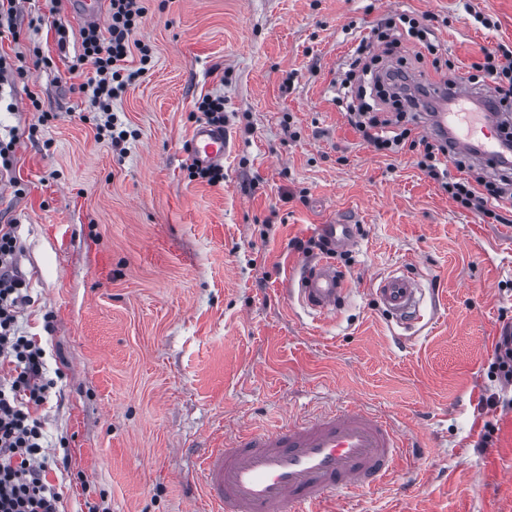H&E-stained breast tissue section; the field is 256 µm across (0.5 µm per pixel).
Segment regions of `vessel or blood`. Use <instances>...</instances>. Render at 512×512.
I'll return each instance as SVG.
<instances>
[{
    "label": "vessel or blood",
    "instance_id": "b4317fda",
    "mask_svg": "<svg viewBox=\"0 0 512 512\" xmlns=\"http://www.w3.org/2000/svg\"><path fill=\"white\" fill-rule=\"evenodd\" d=\"M77 24L99 23L107 0H66ZM450 104L427 113L419 131L444 136L450 152L484 167H503L498 146L501 124L495 108L470 114L471 87L449 88ZM192 164L220 166L229 149L222 128L196 126L185 146ZM317 234L333 250L350 251L358 237L348 224H321ZM373 292L384 310L403 320L419 313L422 288L417 276L396 271L374 281ZM349 292L346 274L335 262L306 267L299 297L316 318L333 314ZM410 455L402 433L381 414L360 404L321 412L272 429L247 427L209 449L199 461L206 512H325L324 503L349 497L382 483Z\"/></svg>",
    "mask_w": 512,
    "mask_h": 512
}]
</instances>
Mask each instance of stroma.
I'll list each match as a JSON object with an SVG mask.
<instances>
[{
	"label": "stroma",
	"instance_id": "35a3bbf8",
	"mask_svg": "<svg viewBox=\"0 0 512 512\" xmlns=\"http://www.w3.org/2000/svg\"><path fill=\"white\" fill-rule=\"evenodd\" d=\"M143 5L133 38L151 61L113 103L122 155L69 71L80 28L67 5L19 0L21 35L0 38V56L27 66L0 79V140L14 142L0 224L17 227L30 288L19 326L56 381L36 415L68 458L48 475L61 512H200L191 476L213 438L350 403L419 446L353 512H512V407L479 406L498 389L488 366L512 314V223L460 209L413 152L374 151L336 100L379 18L428 17L438 53L406 42L397 55L443 81L448 65L469 71L478 46L512 48V0ZM208 96L224 99L230 141L220 185L190 177L184 152ZM333 217L360 244L336 254L350 293L319 320L298 302L290 272L305 255L292 243ZM404 267L424 295L410 325L370 285ZM488 421L497 431L482 452Z\"/></svg>",
	"mask_w": 512,
	"mask_h": 512
}]
</instances>
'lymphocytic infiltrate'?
Instances as JSON below:
<instances>
[{
    "instance_id": "f902f5d3",
    "label": "lymphocytic infiltrate",
    "mask_w": 512,
    "mask_h": 512,
    "mask_svg": "<svg viewBox=\"0 0 512 512\" xmlns=\"http://www.w3.org/2000/svg\"><path fill=\"white\" fill-rule=\"evenodd\" d=\"M144 12L141 0H109L105 26L80 31L81 51L71 71L90 70L78 90L106 119L100 135L111 143L124 141L127 132L112 109V102L144 73L151 61L147 48L133 50L132 36ZM139 52L138 66H130L132 52ZM476 71L503 95L512 94V49L483 46ZM346 118L360 137L377 151L397 154L405 147L418 149V167L461 208L483 222L504 223L512 209V176L489 178L473 174L461 156L449 157L439 140L415 135L401 121L380 117L369 103L349 107ZM16 227L0 225V512H60V494L47 479L51 470L67 468V460L50 455L43 425L35 412L54 387L46 370L45 351L31 336L18 332L17 316L31 297L20 277L14 256Z\"/></svg>"
}]
</instances>
